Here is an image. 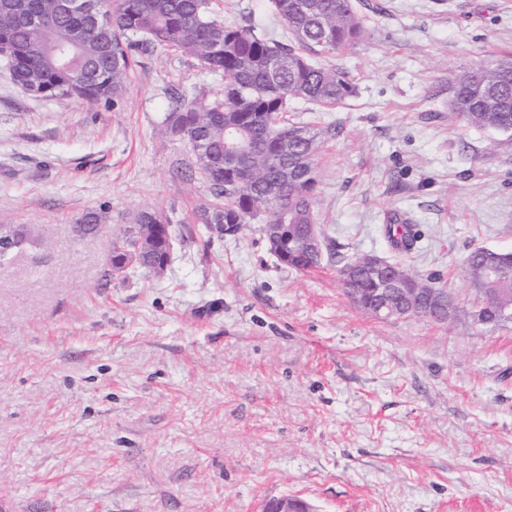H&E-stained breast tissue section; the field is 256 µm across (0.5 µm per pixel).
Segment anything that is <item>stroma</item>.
Listing matches in <instances>:
<instances>
[{
	"instance_id": "35a3bbf8",
	"label": "stroma",
	"mask_w": 512,
	"mask_h": 512,
	"mask_svg": "<svg viewBox=\"0 0 512 512\" xmlns=\"http://www.w3.org/2000/svg\"><path fill=\"white\" fill-rule=\"evenodd\" d=\"M364 35L323 62L355 92L292 101L322 132L326 244L403 259L461 309L472 249L512 250V137L453 118L465 71L512 58V0H354ZM278 26L272 0H211ZM117 104L36 98L0 72V223L40 240L0 266V512H512V323L382 321L336 267L296 271L259 225L210 237L212 193L165 129L224 77L149 46ZM104 209L97 234L76 225ZM170 218L163 274L104 276L113 231ZM134 224L121 227L120 232L127 237H140L147 224H163L171 227L167 214L159 209L141 210L133 218Z\"/></svg>"
}]
</instances>
